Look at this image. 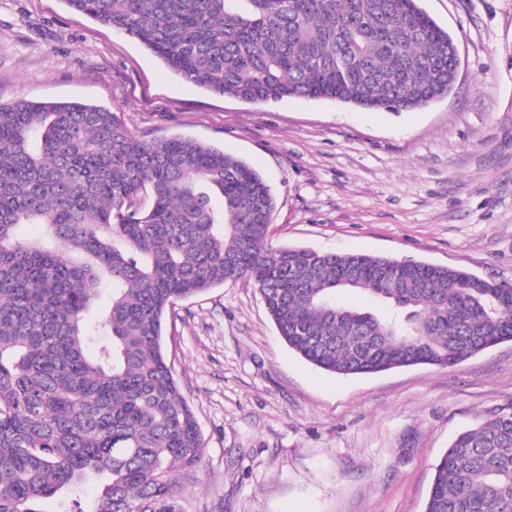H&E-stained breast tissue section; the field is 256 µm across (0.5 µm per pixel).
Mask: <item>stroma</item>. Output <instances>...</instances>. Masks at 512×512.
<instances>
[{"label":"stroma","instance_id":"1","mask_svg":"<svg viewBox=\"0 0 512 512\" xmlns=\"http://www.w3.org/2000/svg\"><path fill=\"white\" fill-rule=\"evenodd\" d=\"M422 6L454 38L458 77L396 114L217 95L65 0H0V103L101 105L137 136L224 150L270 186L273 245L512 282V0ZM165 352L204 446L182 512H424L457 434L512 412L511 341L453 368L339 376L289 349L248 280L177 301Z\"/></svg>","mask_w":512,"mask_h":512}]
</instances>
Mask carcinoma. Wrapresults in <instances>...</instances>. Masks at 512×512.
Segmentation results:
<instances>
[{
	"label": "carcinoma",
	"instance_id": "carcinoma-1",
	"mask_svg": "<svg viewBox=\"0 0 512 512\" xmlns=\"http://www.w3.org/2000/svg\"><path fill=\"white\" fill-rule=\"evenodd\" d=\"M174 73L245 102L406 111L452 90L420 0H66ZM258 172L79 101L0 104V512H180L202 455L163 346L176 301L246 278L279 336L338 375L454 367L512 341V283L385 256L275 247ZM44 224L54 244L17 238ZM359 294L374 303L344 300ZM104 300V316L87 314ZM424 512H512V413L460 433Z\"/></svg>",
	"mask_w": 512,
	"mask_h": 512
}]
</instances>
